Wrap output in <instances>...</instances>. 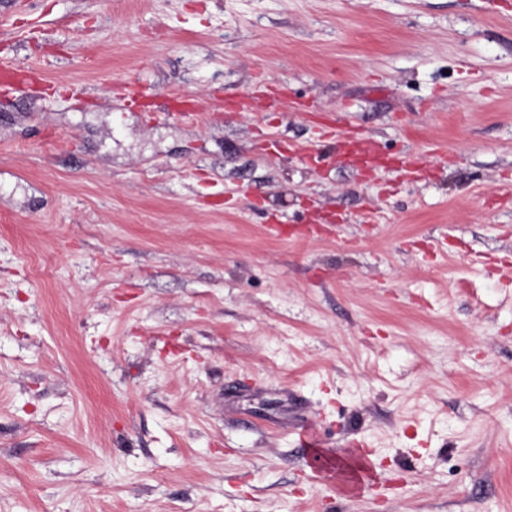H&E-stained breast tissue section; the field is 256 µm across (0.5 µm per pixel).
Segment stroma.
<instances>
[{"label":"stroma","instance_id":"obj_1","mask_svg":"<svg viewBox=\"0 0 512 512\" xmlns=\"http://www.w3.org/2000/svg\"><path fill=\"white\" fill-rule=\"evenodd\" d=\"M1 68L0 512H512V0H0Z\"/></svg>","mask_w":512,"mask_h":512}]
</instances>
